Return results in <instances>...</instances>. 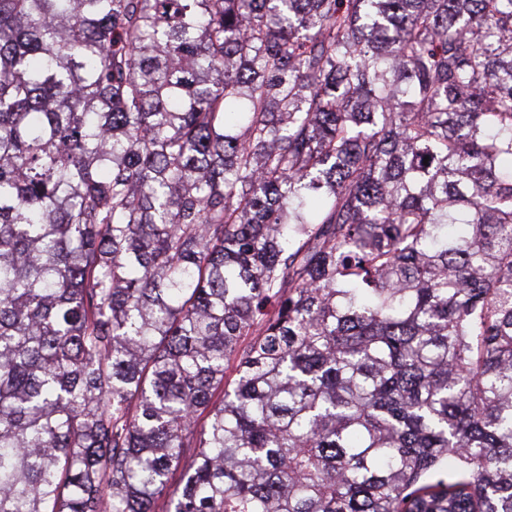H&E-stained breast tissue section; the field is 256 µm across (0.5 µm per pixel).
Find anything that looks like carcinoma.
Masks as SVG:
<instances>
[{
    "mask_svg": "<svg viewBox=\"0 0 512 512\" xmlns=\"http://www.w3.org/2000/svg\"><path fill=\"white\" fill-rule=\"evenodd\" d=\"M509 159L512 0H0V512H512Z\"/></svg>",
    "mask_w": 512,
    "mask_h": 512,
    "instance_id": "1",
    "label": "carcinoma"
}]
</instances>
